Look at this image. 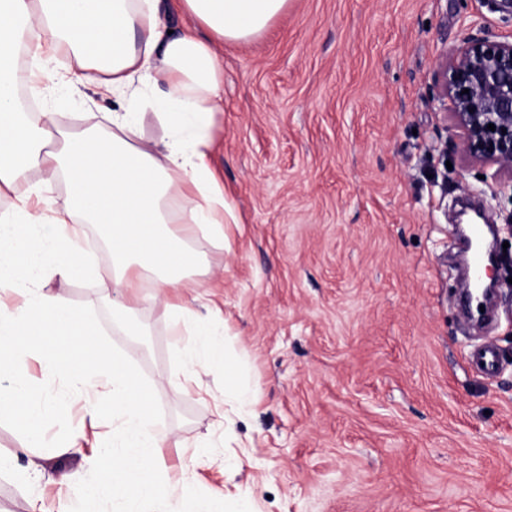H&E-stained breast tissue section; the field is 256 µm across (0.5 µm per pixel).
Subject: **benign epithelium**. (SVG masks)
<instances>
[{
	"label": "benign epithelium",
	"instance_id": "benign-epithelium-1",
	"mask_svg": "<svg viewBox=\"0 0 512 512\" xmlns=\"http://www.w3.org/2000/svg\"><path fill=\"white\" fill-rule=\"evenodd\" d=\"M435 88L461 159L495 165L512 177V39H468L452 56H442ZM490 124L495 130L487 129Z\"/></svg>",
	"mask_w": 512,
	"mask_h": 512
}]
</instances>
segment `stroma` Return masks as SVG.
Listing matches in <instances>:
<instances>
[{
  "label": "stroma",
  "mask_w": 512,
  "mask_h": 512,
  "mask_svg": "<svg viewBox=\"0 0 512 512\" xmlns=\"http://www.w3.org/2000/svg\"><path fill=\"white\" fill-rule=\"evenodd\" d=\"M481 36L512 37V14L493 0H288L260 36L224 44L212 155L237 221L223 245L192 239L201 273L136 304V335L109 280L40 281L95 321L105 352L132 356L169 433L159 474L191 486L65 512H198L218 494L223 512H512V290L497 294L490 380L468 364L448 261L465 197L512 240V181L445 151L432 98L441 55ZM53 109L78 130L112 102L62 89ZM182 305L223 328L247 413L226 409L223 373L190 376ZM26 379L54 404L46 478L97 482L111 418H86L37 360ZM80 424L82 450H61ZM26 464L0 472V512H32L44 483Z\"/></svg>",
  "instance_id": "1"
}]
</instances>
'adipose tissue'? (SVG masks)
Here are the masks:
<instances>
[{
    "instance_id": "ef3b65f1",
    "label": "adipose tissue",
    "mask_w": 512,
    "mask_h": 512,
    "mask_svg": "<svg viewBox=\"0 0 512 512\" xmlns=\"http://www.w3.org/2000/svg\"><path fill=\"white\" fill-rule=\"evenodd\" d=\"M161 2L0 0V191L31 171L41 174L12 212L0 213V288L23 300L20 307L0 310V374L14 378L12 386L0 387V418L21 430V452L30 458V473H37L31 455L46 445L50 405L31 395L23 370L30 345H41L44 369L64 375L88 399L89 414L103 411L119 422L118 448L102 487L133 502L168 494L157 477L168 435L152 412V394L134 380L130 358L102 352L95 323L62 295L43 291L40 280L49 270L67 280L99 276L79 244L86 224L100 225L110 243L115 295L139 302H158L183 287L200 264L192 234L223 243L230 207L210 161L211 127L224 109L218 46L259 36L288 5L172 0L194 24L171 31L161 21ZM200 26L208 38L197 35ZM23 53L35 78L34 95L63 85L74 97L93 89L113 98L118 108L111 136L93 126L65 129L53 112L28 120L16 104ZM61 54L75 60L70 75L54 67ZM160 80L168 90L157 95L153 88ZM150 97L168 130L160 147L139 141L135 126L138 106ZM61 176L69 192L54 207L55 239L44 241L35 235L44 216L29 199L43 197ZM176 220L186 224V232L170 231ZM185 345L199 370L232 377L234 362L217 329L193 323ZM104 383L112 388V400L101 406L92 397Z\"/></svg>"
}]
</instances>
